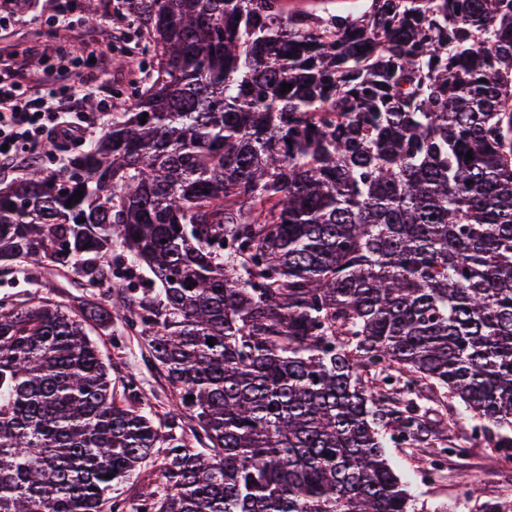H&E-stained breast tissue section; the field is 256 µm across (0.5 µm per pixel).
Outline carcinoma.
Wrapping results in <instances>:
<instances>
[{
  "label": "carcinoma",
  "mask_w": 512,
  "mask_h": 512,
  "mask_svg": "<svg viewBox=\"0 0 512 512\" xmlns=\"http://www.w3.org/2000/svg\"><path fill=\"white\" fill-rule=\"evenodd\" d=\"M127 2L153 75L65 175L0 188V263L98 288L0 301V512H124L161 447L138 512H415L384 448L438 440L432 384L511 463L512 0ZM115 237L205 451L86 332ZM364 3L362 0H282L285 11H304L322 16L356 13ZM164 448H157L152 458L140 470L139 477L131 480L123 486L124 497L129 498L130 501L142 486L148 484H158L159 475L164 463Z\"/></svg>",
  "instance_id": "1"
}]
</instances>
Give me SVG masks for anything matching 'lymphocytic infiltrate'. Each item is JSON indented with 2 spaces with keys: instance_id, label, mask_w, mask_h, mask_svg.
<instances>
[{
  "instance_id": "lymphocytic-infiltrate-1",
  "label": "lymphocytic infiltrate",
  "mask_w": 512,
  "mask_h": 512,
  "mask_svg": "<svg viewBox=\"0 0 512 512\" xmlns=\"http://www.w3.org/2000/svg\"><path fill=\"white\" fill-rule=\"evenodd\" d=\"M75 54L98 62L76 82L62 86L46 82L19 62L14 65L15 77L0 79V166H14L30 144L47 148L86 143L101 118L111 114V101L99 96L110 47L86 43Z\"/></svg>"
}]
</instances>
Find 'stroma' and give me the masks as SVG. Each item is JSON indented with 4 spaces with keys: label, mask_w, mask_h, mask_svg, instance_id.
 I'll list each match as a JSON object with an SVG mask.
<instances>
[{
    "label": "stroma",
    "mask_w": 512,
    "mask_h": 512,
    "mask_svg": "<svg viewBox=\"0 0 512 512\" xmlns=\"http://www.w3.org/2000/svg\"><path fill=\"white\" fill-rule=\"evenodd\" d=\"M90 2L99 14L111 16L113 27L101 23L86 25L76 37L57 35L49 19L47 0H37L32 21L25 24L0 22V55L13 52L28 55L33 71L56 78L61 74L60 67L56 60H41L42 43L49 42L66 51L71 50L78 38L108 44L112 47L111 75L101 92L111 96L127 95L131 84L146 78L150 59L138 48L126 0H72L75 13L84 15ZM110 265L114 304H121L120 293L124 289L153 285L151 273L131 268L121 246L113 247ZM92 293V288L73 270L51 263L26 269L0 265V298H10L17 304L30 305L48 299L75 308L91 298ZM89 335L98 342L103 357L117 367L120 376L134 378L139 397L147 404L155 422L168 423L178 411L176 402L139 339L128 332L123 318L113 319L112 329L108 332L90 325ZM446 445L434 448L401 445L387 450L392 466L409 482L418 504L430 510L438 504L452 503L459 486L470 482L475 484L477 494L463 501L460 512H482L488 501L503 502L507 512H512V469L500 468L485 446L471 448L468 455L458 457L449 454Z\"/></svg>",
    "instance_id": "stroma-1"
}]
</instances>
